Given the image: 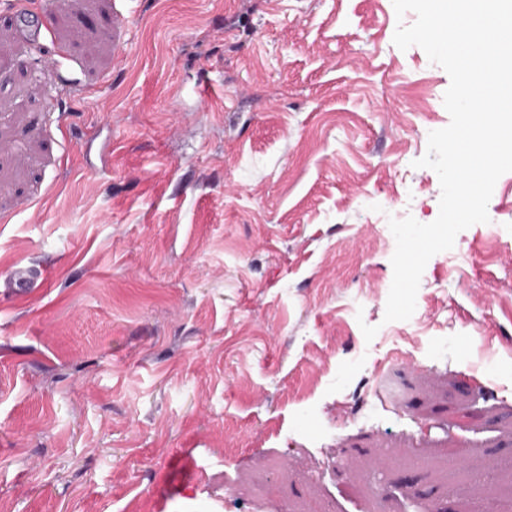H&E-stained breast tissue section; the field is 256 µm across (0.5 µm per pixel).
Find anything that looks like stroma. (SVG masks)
<instances>
[{
	"label": "stroma",
	"instance_id": "1",
	"mask_svg": "<svg viewBox=\"0 0 512 512\" xmlns=\"http://www.w3.org/2000/svg\"><path fill=\"white\" fill-rule=\"evenodd\" d=\"M36 5L39 47L0 5V512H512V172L384 319L381 212L437 218L450 122L415 14Z\"/></svg>",
	"mask_w": 512,
	"mask_h": 512
}]
</instances>
